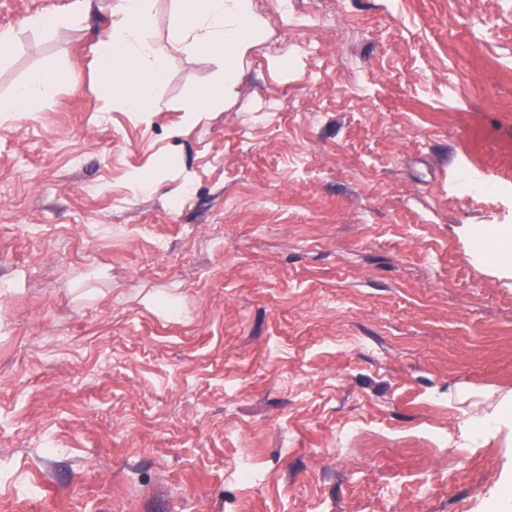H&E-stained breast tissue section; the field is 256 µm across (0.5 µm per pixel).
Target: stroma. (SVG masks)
<instances>
[{"label":"stroma","mask_w":512,"mask_h":512,"mask_svg":"<svg viewBox=\"0 0 512 512\" xmlns=\"http://www.w3.org/2000/svg\"><path fill=\"white\" fill-rule=\"evenodd\" d=\"M72 3L0 0V98L62 73L0 121V512H498L512 419L471 430L512 395V272L465 230L512 225V0H253L211 112L154 0L148 118ZM60 82V73L53 67L39 69L19 84L10 97L0 99V112L20 114L29 112L41 101L49 98Z\"/></svg>","instance_id":"1"}]
</instances>
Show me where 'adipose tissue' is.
<instances>
[{
    "instance_id": "adipose-tissue-1",
    "label": "adipose tissue",
    "mask_w": 512,
    "mask_h": 512,
    "mask_svg": "<svg viewBox=\"0 0 512 512\" xmlns=\"http://www.w3.org/2000/svg\"><path fill=\"white\" fill-rule=\"evenodd\" d=\"M178 16L172 47L210 58L217 70L188 103L191 112H209L231 102L246 73L253 50L267 39V27L254 12L252 0H174ZM152 0H117L110 29L94 30L91 52L99 61L98 77L127 111L142 115L155 110V92L165 66L145 36ZM60 82L52 67L39 69L0 99V112L31 111L49 98Z\"/></svg>"
}]
</instances>
